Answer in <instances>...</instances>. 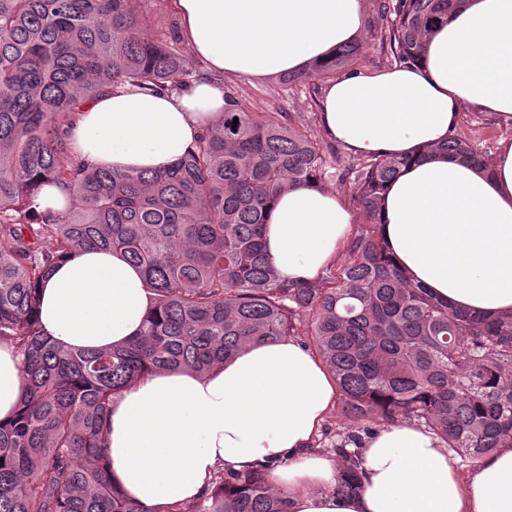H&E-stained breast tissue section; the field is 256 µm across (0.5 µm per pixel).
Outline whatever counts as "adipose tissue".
<instances>
[{
	"instance_id": "ef3b65f1",
	"label": "adipose tissue",
	"mask_w": 512,
	"mask_h": 512,
	"mask_svg": "<svg viewBox=\"0 0 512 512\" xmlns=\"http://www.w3.org/2000/svg\"><path fill=\"white\" fill-rule=\"evenodd\" d=\"M180 34L212 72L301 73L365 25L364 0H176ZM222 84L167 93L124 84L80 104L68 127L76 155L114 171H162L224 116ZM512 127V0H462L421 61L354 68L323 85L325 137L361 156L409 158L382 198V232L406 276L453 307L512 314V138L481 168L433 145L462 110ZM352 214L330 189L273 200L265 246L282 276L313 280L349 238ZM150 306L141 270L119 251L83 248L40 290L44 332L64 347L105 350L137 336ZM26 390L21 357L0 343V420ZM338 397L302 342L256 343L208 373L153 371L115 396L105 432L112 481L141 512L208 493L217 471L265 467L290 512H512V443L461 472L424 427L395 422L361 444V488L337 493L338 462L315 442Z\"/></svg>"
}]
</instances>
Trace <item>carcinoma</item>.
<instances>
[{
  "label": "carcinoma",
  "mask_w": 512,
  "mask_h": 512,
  "mask_svg": "<svg viewBox=\"0 0 512 512\" xmlns=\"http://www.w3.org/2000/svg\"><path fill=\"white\" fill-rule=\"evenodd\" d=\"M459 3L382 0L391 59L418 61ZM363 54L362 43L346 44L282 80L315 91ZM192 75L175 44L141 30L133 0H0V342L22 355L27 385L14 421L0 425V512H140L106 467L112 396L149 371L205 373L286 336L307 337L336 380V418L350 422L332 444L341 494L358 490L362 440L400 420L464 462L512 442V315L441 303L388 256L379 201L407 158L367 156L338 174L364 227L342 264L297 283L264 251L267 209L290 187H324L331 163L283 114L252 112L228 93L224 119L164 171L116 172L74 155L66 128L76 101L125 82L176 90ZM435 150L488 165L462 136ZM44 181L69 193L65 214L34 209ZM90 246L124 252L152 295L141 334L119 348L66 349L35 319L52 265ZM165 512H288V495L263 469L220 470L209 494Z\"/></svg>",
  "instance_id": "1"
}]
</instances>
